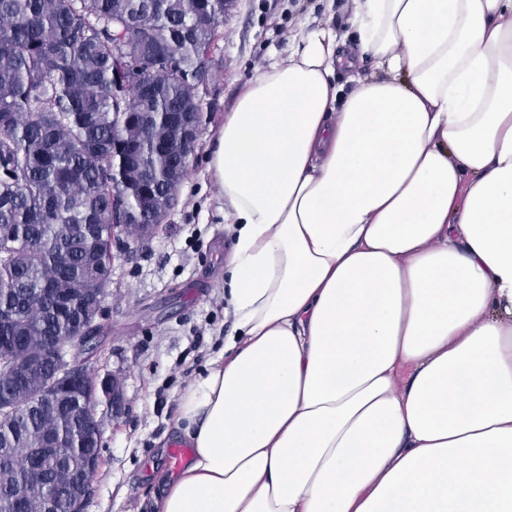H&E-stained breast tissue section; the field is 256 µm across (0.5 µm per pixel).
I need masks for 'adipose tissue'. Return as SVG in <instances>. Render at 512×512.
Instances as JSON below:
<instances>
[{
	"instance_id": "ef3b65f1",
	"label": "adipose tissue",
	"mask_w": 512,
	"mask_h": 512,
	"mask_svg": "<svg viewBox=\"0 0 512 512\" xmlns=\"http://www.w3.org/2000/svg\"><path fill=\"white\" fill-rule=\"evenodd\" d=\"M351 2L224 117L233 329L153 512H512V0Z\"/></svg>"
}]
</instances>
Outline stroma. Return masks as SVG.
<instances>
[{
    "mask_svg": "<svg viewBox=\"0 0 512 512\" xmlns=\"http://www.w3.org/2000/svg\"><path fill=\"white\" fill-rule=\"evenodd\" d=\"M351 18L347 0H236L225 13L178 204L144 242L116 236L112 286L97 317L105 349L92 359L76 355L97 382L117 379L123 394L117 411L98 402L100 464L83 512H151L156 474L174 471L179 399L232 329L224 298L232 218L208 170L226 112L303 28L327 23L346 36Z\"/></svg>",
    "mask_w": 512,
    "mask_h": 512,
    "instance_id": "obj_1",
    "label": "stroma"
}]
</instances>
